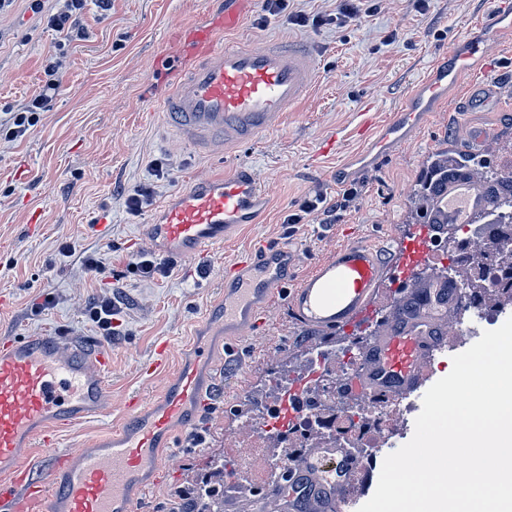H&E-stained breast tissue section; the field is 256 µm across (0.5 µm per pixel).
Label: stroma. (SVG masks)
I'll list each match as a JSON object with an SVG mask.
<instances>
[{
  "instance_id": "stroma-1",
  "label": "stroma",
  "mask_w": 512,
  "mask_h": 512,
  "mask_svg": "<svg viewBox=\"0 0 512 512\" xmlns=\"http://www.w3.org/2000/svg\"><path fill=\"white\" fill-rule=\"evenodd\" d=\"M210 0H112L107 12L89 7L83 16L90 37L63 43L28 0H14L0 13V119L41 91L48 59L64 53L66 69L49 111L22 138L0 129V338L66 332L90 340L111 357L107 385L112 406L100 417L61 429L56 448L89 447L124 425V402L133 394L159 396L186 349L207 340L213 350L206 369L205 405L186 429L176 432L165 470L139 496L140 512H170L176 493L203 473L214 456L232 457V412L251 400L272 397L267 379L306 366L311 347L341 339L298 324L289 312V292L280 290L259 313L253 332L236 343L237 356L224 357V331L209 317L224 290V264L254 243L294 239L295 274L345 241L377 249L384 265L395 262L396 239L407 233L410 200L435 152L458 148L459 128L487 126L499 133L489 156L494 169L512 165V104L472 107L462 99L440 103L415 138L385 158L331 223L319 212L288 228L286 218L305 198L320 194L340 200L345 190L334 174L362 147L359 113L373 123L390 117L407 92L425 76L435 54L463 37L485 14L489 0H376L373 13L342 25L305 27L289 15L261 17L252 0L240 27L221 44L275 39L317 50L314 94L287 112L281 126L255 141L206 155L183 143L161 110L160 78L179 63L175 35L180 26L208 10ZM338 134L341 144L326 150ZM251 167L270 199L261 223L211 247L200 263L177 261L169 277L147 280L128 265L144 250L141 239L159 206L198 177ZM149 188L141 209L126 200ZM107 273L93 277L86 255ZM118 292L114 322L122 336H101L89 316L94 301ZM168 345L167 363L154 367L156 349ZM206 436L202 448L186 445L188 434Z\"/></svg>"
}]
</instances>
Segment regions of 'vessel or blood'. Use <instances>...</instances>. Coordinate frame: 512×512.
Masks as SVG:
<instances>
[{
    "label": "vessel or blood",
    "mask_w": 512,
    "mask_h": 512,
    "mask_svg": "<svg viewBox=\"0 0 512 512\" xmlns=\"http://www.w3.org/2000/svg\"><path fill=\"white\" fill-rule=\"evenodd\" d=\"M249 0H215L202 21L185 26L194 43L164 102L181 137L213 152L226 142L247 143L276 129L293 106L304 101L316 77L312 52L289 49L276 41L247 47L218 44L217 37L236 28ZM481 38L453 43L430 66L392 116L374 128L352 161L338 168V182L360 181L377 163L405 145L449 90L471 78H485L500 64L490 44L512 37V0H490L478 23ZM512 192V174L486 177L479 169L448 158V181L436 193L433 215L448 225L487 224L496 205ZM268 194L246 165L232 174L201 177L169 195L145 236L168 258L195 260L207 248L233 238L245 225L259 223ZM438 226L412 225L397 242L396 261L385 267L368 244L344 243L305 274L290 297L298 323L331 333L350 332L375 318L376 300L385 283L402 289L388 316L378 319L371 344L361 354L357 388L368 395L395 399L420 391L427 366L445 340L450 320L467 309L455 281L424 279L433 257ZM292 243L259 242L225 263L224 340L241 338L259 312L279 292L295 266ZM189 361L179 365L153 401L134 395L125 407L133 417L112 436L90 447L56 452V433L106 411V352L88 349L65 333L11 337L0 342V512H136L135 494L162 466L176 428L185 426L204 403V364L213 352L194 343ZM52 450L45 481L33 480L22 463L34 446ZM356 461L349 448L322 444L304 449L289 463L280 483L267 485L254 500L257 512H346L347 480Z\"/></svg>",
    "instance_id": "obj_1"
}]
</instances>
